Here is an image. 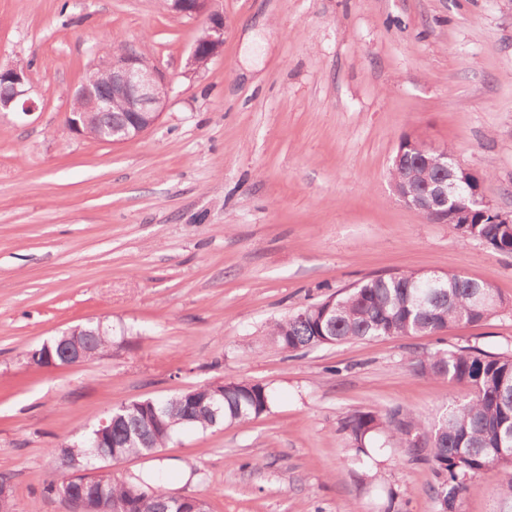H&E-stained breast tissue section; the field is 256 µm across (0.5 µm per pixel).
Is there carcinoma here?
Listing matches in <instances>:
<instances>
[{"label": "carcinoma", "instance_id": "carcinoma-1", "mask_svg": "<svg viewBox=\"0 0 512 512\" xmlns=\"http://www.w3.org/2000/svg\"><path fill=\"white\" fill-rule=\"evenodd\" d=\"M417 180L432 187L445 180L436 167L419 161V153L407 149ZM481 177L469 175L460 185L458 200L468 205L478 195ZM464 239H479L492 250L512 254V224L497 221L492 208L477 207L471 223L456 225ZM490 288L457 273L439 275L433 285L418 271L364 279L351 288L305 307L300 314L277 319L269 325L272 343L296 354L307 349L365 341L386 336H433L457 323L480 324L502 307L495 295L486 307L475 303L476 293ZM78 339L90 345L100 358L112 347L110 329L80 326ZM416 374L465 391L463 398L439 408L432 418L400 408L355 411L342 430L357 452L387 435L407 448L409 458L430 465L435 483L430 488L434 512H457L463 491L484 473L502 475L501 512H512V353L490 354L479 347L436 349L418 354L412 362ZM217 399L221 411L213 415L206 406ZM272 394L266 385L250 380H229L178 392L166 400L146 398L119 405L112 425V442L125 457L145 456L164 448L182 428L207 430L224 423L259 417L270 409ZM160 414L163 425L153 433L150 447L129 434ZM91 449L69 443L51 449L58 465L74 460L86 463ZM136 494L143 501L137 512H174L171 493L163 478L135 475L106 486L104 508Z\"/></svg>", "mask_w": 512, "mask_h": 512}]
</instances>
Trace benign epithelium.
Wrapping results in <instances>:
<instances>
[{"label": "benign epithelium", "instance_id": "7a95c632", "mask_svg": "<svg viewBox=\"0 0 512 512\" xmlns=\"http://www.w3.org/2000/svg\"><path fill=\"white\" fill-rule=\"evenodd\" d=\"M168 8L182 16L205 17V26L200 30L189 56L187 66L193 71L206 67L224 44V16L212 9L214 0H167ZM31 91L28 66L18 65L0 69V112H12L17 106L22 111L35 109V103L28 98ZM170 85L164 72L155 64L143 61L138 49L121 47L90 65L81 85L71 93L77 111L69 113V125L80 136H94L109 144H120L136 138L152 128L169 99ZM120 104L128 113L125 123L114 126L105 123L102 115L112 111L114 104ZM410 146L419 150L428 164L437 163L448 169V184L431 195L424 193L409 175L403 182L394 184L398 197L410 208L421 213L438 209L447 213L446 223H470L471 210L453 199V188L458 176L455 165L448 163V151L433 148L419 139H410ZM90 352L79 345L64 349L62 365L75 366L89 361ZM95 440L88 447L96 449L100 461H118L122 456L108 450L112 441V415L101 418L93 430ZM68 472L58 482V492L72 505L73 512H95L92 501L77 492L74 485L93 479L90 472L78 464H66Z\"/></svg>", "mask_w": 512, "mask_h": 512}]
</instances>
